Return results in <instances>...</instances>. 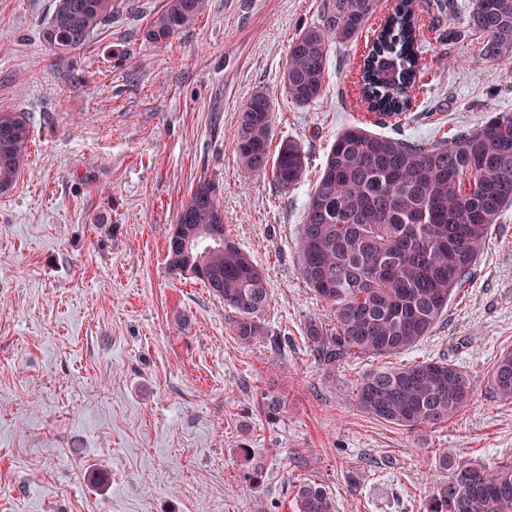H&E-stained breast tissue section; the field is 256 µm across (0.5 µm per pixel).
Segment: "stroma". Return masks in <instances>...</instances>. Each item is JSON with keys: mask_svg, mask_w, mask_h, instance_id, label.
<instances>
[{"mask_svg": "<svg viewBox=\"0 0 512 512\" xmlns=\"http://www.w3.org/2000/svg\"><path fill=\"white\" fill-rule=\"evenodd\" d=\"M163 0H129L64 78L43 43L55 0H0V109L30 117L28 163L0 196V512H293L295 484L326 486L337 512H424L443 458L512 459V400L488 383L512 348V208L491 229L431 336L386 358L442 360L474 392L448 423L410 433L358 409L381 361L330 368L304 327L329 312L303 281L296 241L326 152L343 129L434 145L512 113V67L482 59L474 0L420 14L424 77L402 115L358 94L365 44L397 0L350 43L331 44L326 90L308 106L282 86L288 45L322 0H209L170 43L145 41ZM274 140H300L309 169L292 192L245 175L237 128L254 92ZM266 274L264 334L240 343L234 314L172 272L166 239L200 180ZM276 397L275 416L259 410Z\"/></svg>", "mask_w": 512, "mask_h": 512, "instance_id": "1", "label": "stroma"}]
</instances>
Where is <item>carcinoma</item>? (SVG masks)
Instances as JSON below:
<instances>
[{
	"label": "carcinoma",
	"instance_id": "obj_1",
	"mask_svg": "<svg viewBox=\"0 0 512 512\" xmlns=\"http://www.w3.org/2000/svg\"><path fill=\"white\" fill-rule=\"evenodd\" d=\"M377 0H323L320 23L290 42L283 84L298 106L325 92L329 45L353 42ZM415 0H398L366 46L360 94L380 115L400 114L419 86L420 34ZM127 0H56L43 39L72 76L77 56L112 22ZM207 0H163L147 23L146 40L166 43L189 27ZM468 28L481 38V56L512 63V0H475ZM271 99L257 92L241 109L239 158L248 174L269 173L287 194L305 176L308 154L284 139L270 154ZM28 113L0 109V194L15 187L27 160ZM219 185L203 180L170 225L172 271L201 282L233 309V334L248 344L263 335L260 316L269 305L263 270L224 224ZM512 206V113L489 112L454 139L427 146L353 125L327 151L305 209L297 243L299 273L329 307L331 321L310 319L305 338L324 366L351 354H400L431 335L485 249L489 231ZM494 392L512 399V349L489 376ZM474 382L445 361L399 368L377 366L355 394L360 410L414 432L441 425L467 405ZM455 475L438 483L425 512H512V460L489 467L455 463ZM295 512H336L320 483L295 485Z\"/></svg>",
	"mask_w": 512,
	"mask_h": 512
}]
</instances>
